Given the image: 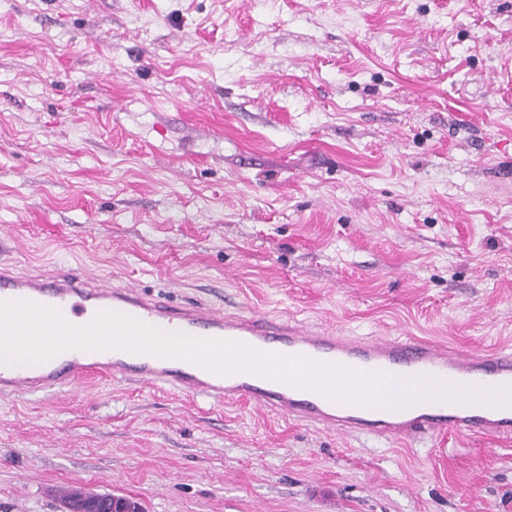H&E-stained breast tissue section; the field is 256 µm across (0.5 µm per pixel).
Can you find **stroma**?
<instances>
[{
  "instance_id": "obj_1",
  "label": "stroma",
  "mask_w": 512,
  "mask_h": 512,
  "mask_svg": "<svg viewBox=\"0 0 512 512\" xmlns=\"http://www.w3.org/2000/svg\"><path fill=\"white\" fill-rule=\"evenodd\" d=\"M343 336L512 346V0H0V259ZM512 512L411 448L109 377L0 397V512ZM66 512H142L138 502L112 495H85L79 493L72 503L66 504Z\"/></svg>"
}]
</instances>
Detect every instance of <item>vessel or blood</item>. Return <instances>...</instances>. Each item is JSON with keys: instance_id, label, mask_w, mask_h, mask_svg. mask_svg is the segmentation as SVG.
<instances>
[{"instance_id": "vessel-or-blood-1", "label": "vessel or blood", "mask_w": 512, "mask_h": 512, "mask_svg": "<svg viewBox=\"0 0 512 512\" xmlns=\"http://www.w3.org/2000/svg\"><path fill=\"white\" fill-rule=\"evenodd\" d=\"M0 301L56 309L70 324L119 312L160 331L245 343L263 352L381 370L407 385L387 410L349 409L321 394L250 373L220 375L192 362L124 350H67L39 366L0 365V395L75 387L106 375L167 388L219 403L248 400L258 410L343 435L417 442L453 429L512 436V349L458 351L414 337L357 339L280 316L227 312L201 302L172 303L132 286H115L76 268L24 273L0 260Z\"/></svg>"}]
</instances>
